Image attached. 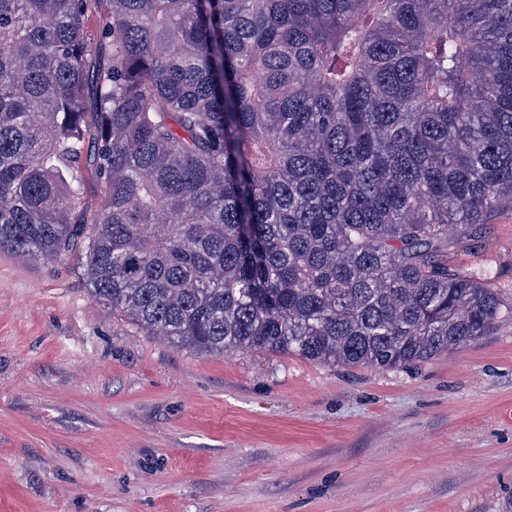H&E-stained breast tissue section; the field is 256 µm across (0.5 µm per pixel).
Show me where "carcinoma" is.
I'll return each instance as SVG.
<instances>
[{"instance_id":"obj_1","label":"carcinoma","mask_w":512,"mask_h":512,"mask_svg":"<svg viewBox=\"0 0 512 512\" xmlns=\"http://www.w3.org/2000/svg\"><path fill=\"white\" fill-rule=\"evenodd\" d=\"M506 203L512 0H0V251L176 347L457 350Z\"/></svg>"}]
</instances>
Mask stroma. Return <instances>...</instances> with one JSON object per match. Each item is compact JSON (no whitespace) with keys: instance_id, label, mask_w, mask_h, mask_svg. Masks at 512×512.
Wrapping results in <instances>:
<instances>
[{"instance_id":"stroma-1","label":"stroma","mask_w":512,"mask_h":512,"mask_svg":"<svg viewBox=\"0 0 512 512\" xmlns=\"http://www.w3.org/2000/svg\"><path fill=\"white\" fill-rule=\"evenodd\" d=\"M448 260L494 327L378 369L178 348L0 252V512H512V207Z\"/></svg>"}]
</instances>
